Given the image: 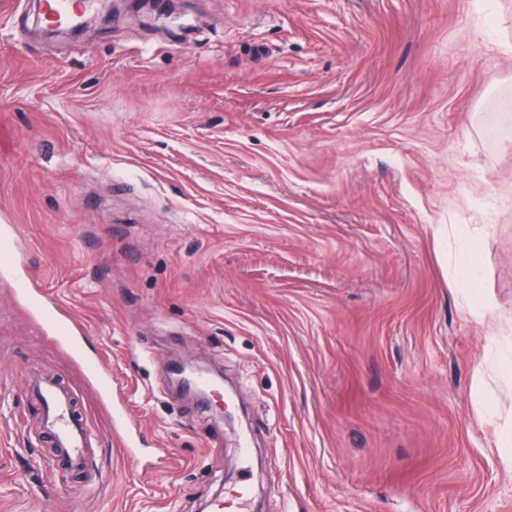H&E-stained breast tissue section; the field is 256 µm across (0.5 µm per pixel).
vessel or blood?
<instances>
[{
	"label": "vessel or blood",
	"instance_id": "vessel-or-blood-1",
	"mask_svg": "<svg viewBox=\"0 0 512 512\" xmlns=\"http://www.w3.org/2000/svg\"><path fill=\"white\" fill-rule=\"evenodd\" d=\"M16 261L14 231L0 227V274L11 275L13 293L39 328L59 346L77 352L75 324L56 304L33 291L29 278L16 274ZM27 384L30 396L43 406L41 425L52 434L57 457L71 470L84 469L88 423L72 410L74 389L38 372L29 375Z\"/></svg>",
	"mask_w": 512,
	"mask_h": 512
}]
</instances>
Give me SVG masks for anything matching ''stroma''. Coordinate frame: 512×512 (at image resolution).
Wrapping results in <instances>:
<instances>
[{
  "label": "stroma",
  "mask_w": 512,
  "mask_h": 512,
  "mask_svg": "<svg viewBox=\"0 0 512 512\" xmlns=\"http://www.w3.org/2000/svg\"><path fill=\"white\" fill-rule=\"evenodd\" d=\"M177 7L190 30L73 40L0 0V225L83 328L59 348L0 282V512H201L241 484L235 512H512V0ZM175 359L223 372L235 421ZM33 371L75 388L87 472L46 467Z\"/></svg>",
  "instance_id": "1"
}]
</instances>
